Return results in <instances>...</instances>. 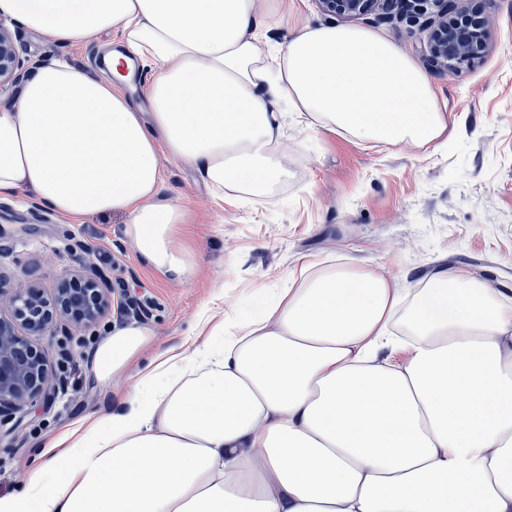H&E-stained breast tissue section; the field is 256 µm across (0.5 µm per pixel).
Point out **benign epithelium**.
<instances>
[{
    "instance_id": "benign-epithelium-1",
    "label": "benign epithelium",
    "mask_w": 512,
    "mask_h": 512,
    "mask_svg": "<svg viewBox=\"0 0 512 512\" xmlns=\"http://www.w3.org/2000/svg\"><path fill=\"white\" fill-rule=\"evenodd\" d=\"M322 12L342 21L373 14L392 19L401 12H431L421 47L426 66L433 71H457L469 66L488 49L487 20L470 9L472 0H317ZM34 67L20 57L13 34L0 18V103ZM112 284L101 275L65 273L51 292L37 281L14 285L0 275V426H20L28 409L54 398L63 382L57 376L39 339L63 329L94 326L109 307Z\"/></svg>"
}]
</instances>
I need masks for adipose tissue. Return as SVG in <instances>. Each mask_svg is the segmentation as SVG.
Listing matches in <instances>:
<instances>
[{"instance_id": "obj_1", "label": "adipose tissue", "mask_w": 512, "mask_h": 512, "mask_svg": "<svg viewBox=\"0 0 512 512\" xmlns=\"http://www.w3.org/2000/svg\"><path fill=\"white\" fill-rule=\"evenodd\" d=\"M295 0H0V16L74 46L117 33L106 75L60 58L0 110V198L19 190L72 222L120 212L154 270L188 280L157 203L161 158L216 196L287 181L288 117L360 141L425 148L448 116L414 60L379 33L263 31ZM154 75L141 110L120 66ZM404 291L385 270L308 263L259 317L138 371L148 328L113 326L89 352L102 384L130 373L115 409L47 443L0 512H512V299L459 271L415 289L401 363L374 362Z\"/></svg>"}]
</instances>
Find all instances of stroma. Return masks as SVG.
<instances>
[{
	"label": "stroma",
	"instance_id": "obj_1",
	"mask_svg": "<svg viewBox=\"0 0 512 512\" xmlns=\"http://www.w3.org/2000/svg\"><path fill=\"white\" fill-rule=\"evenodd\" d=\"M481 6L489 23L486 55L458 73L429 77L448 114L446 133L429 149L292 126L287 186L246 203L216 199L192 169L163 161L158 200L188 212L177 241L194 257L192 280H169L143 262L125 234L124 214L70 224L34 208L26 190L0 199V270L48 290L64 269L100 273L113 291L135 292L145 300L139 322L155 334L147 361L202 344V319L252 316L307 262L382 268L404 288L448 268L512 296V0ZM359 24L421 60L420 26L372 15ZM117 321L111 308L93 328L43 339L50 362L60 348L69 350L67 386L37 403L19 428L0 433V495L37 464L47 438L118 403L124 379L98 385L87 362Z\"/></svg>",
	"mask_w": 512,
	"mask_h": 512
}]
</instances>
